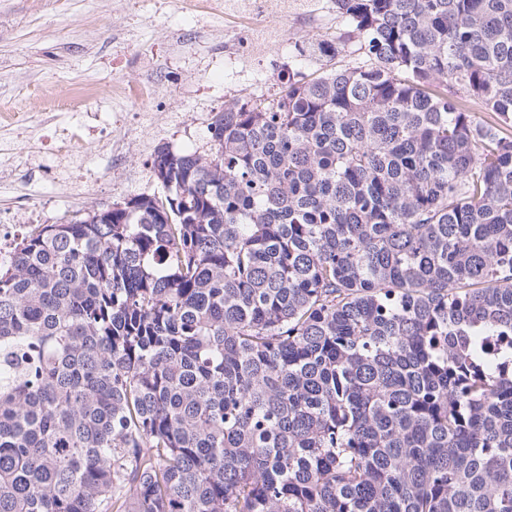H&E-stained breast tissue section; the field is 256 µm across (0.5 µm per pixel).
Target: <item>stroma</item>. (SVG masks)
<instances>
[{
  "instance_id": "obj_1",
  "label": "stroma",
  "mask_w": 512,
  "mask_h": 512,
  "mask_svg": "<svg viewBox=\"0 0 512 512\" xmlns=\"http://www.w3.org/2000/svg\"><path fill=\"white\" fill-rule=\"evenodd\" d=\"M239 0H223L209 10L208 0H0V97L11 111L33 114L19 125L0 119V142L14 144L13 155L0 153V172L11 185L0 192V225L56 223L62 216L109 206L136 194L160 193L151 156L163 143L177 151H201L208 125L230 98L277 93L279 76L292 68L307 75L319 66L296 52L277 47L257 57L230 59L226 43L248 25ZM289 14H310L317 27L298 34L301 42L334 35L342 21L333 0H288ZM171 58L173 65L156 93L177 106L178 116L161 112L149 134H133L124 145V169L107 170L100 147L112 131L114 113L139 124V112L124 89L139 84L143 64L138 53ZM128 56L122 68L116 56ZM68 95L85 96L82 127L57 121L60 141L80 133L87 145L81 156L40 153L38 124L44 113L58 112ZM82 167L98 184L74 189L71 171Z\"/></svg>"
}]
</instances>
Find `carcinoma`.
<instances>
[{"mask_svg":"<svg viewBox=\"0 0 512 512\" xmlns=\"http://www.w3.org/2000/svg\"><path fill=\"white\" fill-rule=\"evenodd\" d=\"M335 5L0 267V512H512V0Z\"/></svg>","mask_w":512,"mask_h":512,"instance_id":"cac0c4a2","label":"carcinoma"}]
</instances>
